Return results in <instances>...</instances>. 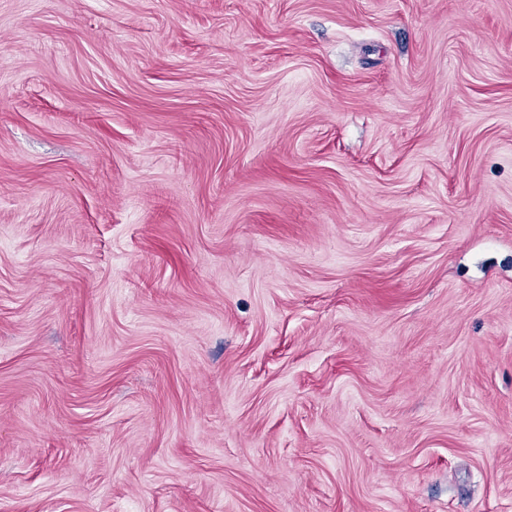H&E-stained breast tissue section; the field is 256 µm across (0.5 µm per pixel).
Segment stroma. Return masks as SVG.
Here are the masks:
<instances>
[{
    "label": "stroma",
    "instance_id": "stroma-1",
    "mask_svg": "<svg viewBox=\"0 0 512 512\" xmlns=\"http://www.w3.org/2000/svg\"><path fill=\"white\" fill-rule=\"evenodd\" d=\"M0 512H512V0H0Z\"/></svg>",
    "mask_w": 512,
    "mask_h": 512
}]
</instances>
